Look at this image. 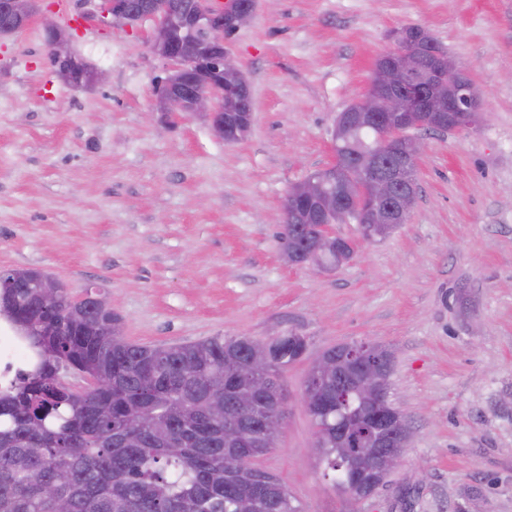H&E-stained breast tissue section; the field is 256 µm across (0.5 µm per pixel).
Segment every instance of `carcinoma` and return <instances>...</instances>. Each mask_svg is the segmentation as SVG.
I'll list each match as a JSON object with an SVG mask.
<instances>
[{"label":"carcinoma","instance_id":"carcinoma-1","mask_svg":"<svg viewBox=\"0 0 512 512\" xmlns=\"http://www.w3.org/2000/svg\"><path fill=\"white\" fill-rule=\"evenodd\" d=\"M408 39L427 51L433 37L417 26L402 28ZM382 130L361 118L352 104L336 118L334 151L341 176L354 185L349 205L363 184L359 163L381 167L394 162L377 155ZM301 206L294 223L278 232L282 252L298 261L323 233L315 215L321 196ZM350 259L345 240L320 257L317 266L335 269ZM14 276L0 277V316L28 337L38 351L39 366L19 374L0 390V512H302L299 503L273 473L257 468L238 473L224 464L227 448H258L265 456L270 442L252 435L234 445L224 431L248 411L251 377L231 372L253 349L241 336H208L178 344L143 345L128 341L112 308L87 298H71L60 289L52 306L31 300L32 289L14 288ZM112 322V330L106 322ZM309 343L290 332L274 348L273 364L256 366L270 395L281 389L280 373L303 360ZM355 366L344 360L339 379L325 384L324 400L336 404V383L347 385ZM77 375L85 385L64 381ZM350 445L368 448L366 423L351 425ZM340 489L358 474L367 482L374 473L368 461L325 448L320 459Z\"/></svg>","mask_w":512,"mask_h":512}]
</instances>
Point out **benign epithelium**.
Returning a JSON list of instances; mask_svg holds the SVG:
<instances>
[{
    "label": "benign epithelium",
    "mask_w": 512,
    "mask_h": 512,
    "mask_svg": "<svg viewBox=\"0 0 512 512\" xmlns=\"http://www.w3.org/2000/svg\"><path fill=\"white\" fill-rule=\"evenodd\" d=\"M28 0H0V7L10 16L11 24L0 26V36H10L23 30L30 22ZM255 3L236 9L231 17L227 10L217 13L209 0H193L185 7L179 0H140L131 4L128 0H95V12L104 20L123 25H132L149 19L155 24V35L151 42L154 54L167 60L170 70L162 80L157 105L164 112H191L208 116L215 134L224 138V74L232 73L239 86L247 85L241 70L234 63L227 48L225 27L232 25L240 29L253 16ZM395 47L382 55V62L374 65L370 87L361 105L377 122L387 128L404 126L416 122V112L429 107L431 99L439 97L442 90H448V118L464 129H477L483 121L481 99L468 74L448 59H440L432 65L422 62L421 54L404 39H394ZM50 62L57 73L78 86L86 78L84 63L72 57L57 41L50 44ZM426 147L424 138L415 136L409 140L387 135L381 149L388 153L401 150L410 162L418 164ZM334 166L313 174L297 184L286 196L280 212L279 223L287 224L289 207L298 198L306 196L314 186V180L327 178ZM411 168L398 165L385 176L370 173L366 177L368 194L361 198L359 209L369 213L373 223L384 226L391 224L394 217L410 215L416 196L411 192L397 193L398 188L410 184ZM331 222L324 223L326 232L306 257L314 263L322 252L335 248V239L327 231ZM21 281L42 289L41 301L47 305L56 297V289L47 288L38 275L17 269ZM333 369L315 361L314 369L308 372L307 382L302 389L306 408L314 407L312 397L321 377H331ZM360 390L374 396L378 409L376 427L384 437L398 432L396 446L386 448L373 457L374 470L382 475L393 471L401 463L410 441V431L402 414L388 404L390 380L387 373L375 364L365 368L360 377ZM253 448H237L229 457V466L247 468L256 465ZM379 484L351 482L348 496L354 503H361L373 497Z\"/></svg>",
    "instance_id": "benign-epithelium-1"
}]
</instances>
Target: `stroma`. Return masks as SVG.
<instances>
[{"label": "stroma", "instance_id": "1", "mask_svg": "<svg viewBox=\"0 0 512 512\" xmlns=\"http://www.w3.org/2000/svg\"><path fill=\"white\" fill-rule=\"evenodd\" d=\"M69 3L36 7L93 82L55 72L40 20L0 38V270L40 269L74 298L98 286L135 343L293 331L311 356L382 344L411 431L388 487L356 505L324 477L300 398L309 359L280 375L284 428L260 467L304 512H512V0H258L228 41L253 100L235 143L204 115L157 111L170 64L150 49L152 21ZM403 26L468 72L484 121L426 137L406 224L372 243L336 225L349 261L290 265L281 203L332 163L337 115Z\"/></svg>", "mask_w": 512, "mask_h": 512}]
</instances>
